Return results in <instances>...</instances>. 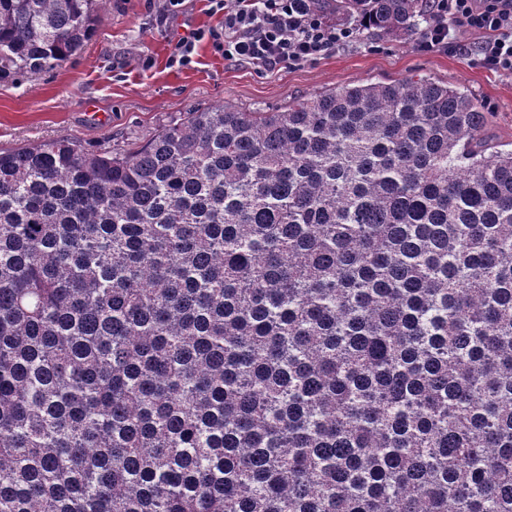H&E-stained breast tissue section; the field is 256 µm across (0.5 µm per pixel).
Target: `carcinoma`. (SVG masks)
<instances>
[{
    "mask_svg": "<svg viewBox=\"0 0 512 512\" xmlns=\"http://www.w3.org/2000/svg\"><path fill=\"white\" fill-rule=\"evenodd\" d=\"M106 0H0V83ZM387 39L422 0H335ZM468 91L0 148V512H512V148Z\"/></svg>",
    "mask_w": 512,
    "mask_h": 512,
    "instance_id": "cac0c4a2",
    "label": "carcinoma"
}]
</instances>
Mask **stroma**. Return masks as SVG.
Wrapping results in <instances>:
<instances>
[{"instance_id": "stroma-1", "label": "stroma", "mask_w": 512, "mask_h": 512, "mask_svg": "<svg viewBox=\"0 0 512 512\" xmlns=\"http://www.w3.org/2000/svg\"><path fill=\"white\" fill-rule=\"evenodd\" d=\"M163 0H108L96 33L61 67L0 84V148L59 136L128 149L179 122L194 108L229 103L271 112L295 97L362 82L425 77L465 88L490 112L496 142L512 144V76L490 72L473 55L424 53L415 41L361 34L352 46L301 67L260 71L230 64L201 41L192 63L169 66L171 39L184 27L217 24L206 0H188L173 23L150 21Z\"/></svg>"}]
</instances>
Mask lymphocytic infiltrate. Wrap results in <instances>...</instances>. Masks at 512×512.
<instances>
[{"label":"lymphocytic infiltrate","instance_id":"obj_1","mask_svg":"<svg viewBox=\"0 0 512 512\" xmlns=\"http://www.w3.org/2000/svg\"><path fill=\"white\" fill-rule=\"evenodd\" d=\"M219 25L178 37L171 64L189 65L209 41L226 62L271 71L300 66L353 44L359 31L320 8L319 0H207ZM429 23L418 39L428 52L475 50L480 64L512 75V0H424Z\"/></svg>","mask_w":512,"mask_h":512}]
</instances>
